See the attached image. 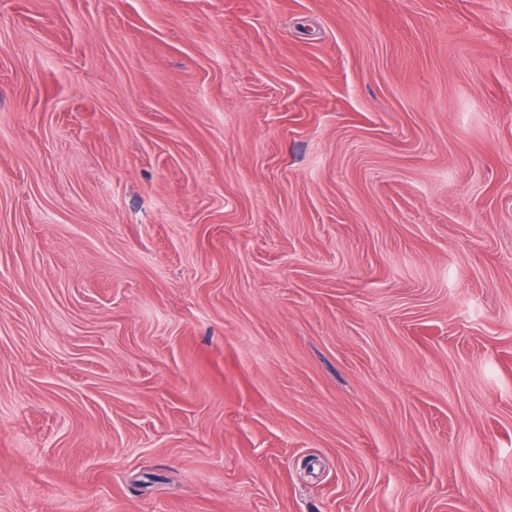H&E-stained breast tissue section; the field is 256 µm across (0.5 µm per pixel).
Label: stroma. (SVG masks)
Listing matches in <instances>:
<instances>
[{"instance_id": "35a3bbf8", "label": "stroma", "mask_w": 512, "mask_h": 512, "mask_svg": "<svg viewBox=\"0 0 512 512\" xmlns=\"http://www.w3.org/2000/svg\"><path fill=\"white\" fill-rule=\"evenodd\" d=\"M0 512H512V0H0Z\"/></svg>"}]
</instances>
